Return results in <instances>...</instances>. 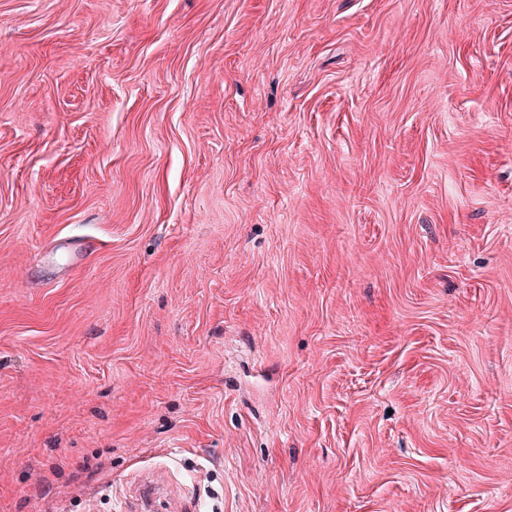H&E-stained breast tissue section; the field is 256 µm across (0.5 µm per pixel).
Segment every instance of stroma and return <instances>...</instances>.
Returning a JSON list of instances; mask_svg holds the SVG:
<instances>
[{"mask_svg":"<svg viewBox=\"0 0 512 512\" xmlns=\"http://www.w3.org/2000/svg\"><path fill=\"white\" fill-rule=\"evenodd\" d=\"M512 512V0H0V512Z\"/></svg>","mask_w":512,"mask_h":512,"instance_id":"35a3bbf8","label":"stroma"}]
</instances>
